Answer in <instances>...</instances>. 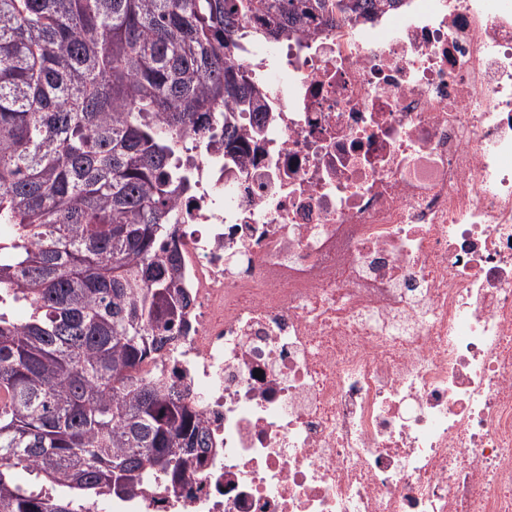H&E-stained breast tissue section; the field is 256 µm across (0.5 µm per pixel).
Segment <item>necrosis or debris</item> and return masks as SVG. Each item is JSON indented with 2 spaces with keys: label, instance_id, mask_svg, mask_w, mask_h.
I'll return each instance as SVG.
<instances>
[{
  "label": "necrosis or debris",
  "instance_id": "obj_1",
  "mask_svg": "<svg viewBox=\"0 0 512 512\" xmlns=\"http://www.w3.org/2000/svg\"><path fill=\"white\" fill-rule=\"evenodd\" d=\"M179 198L171 351L213 447L85 512H512V0L260 48Z\"/></svg>",
  "mask_w": 512,
  "mask_h": 512
}]
</instances>
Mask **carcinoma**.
Here are the masks:
<instances>
[{
    "label": "carcinoma",
    "mask_w": 512,
    "mask_h": 512,
    "mask_svg": "<svg viewBox=\"0 0 512 512\" xmlns=\"http://www.w3.org/2000/svg\"><path fill=\"white\" fill-rule=\"evenodd\" d=\"M400 0H0V512H80L211 451L186 390L143 365L185 322L180 158L258 99L236 33L277 42ZM29 310L20 319L17 307ZM30 481L22 484L17 473Z\"/></svg>",
    "instance_id": "1"
}]
</instances>
